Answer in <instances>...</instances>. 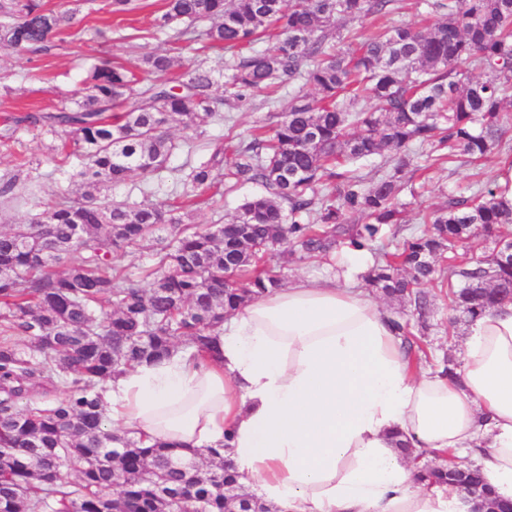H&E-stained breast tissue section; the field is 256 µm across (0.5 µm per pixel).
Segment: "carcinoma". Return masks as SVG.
Returning <instances> with one entry per match:
<instances>
[{
  "label": "carcinoma",
  "mask_w": 512,
  "mask_h": 512,
  "mask_svg": "<svg viewBox=\"0 0 512 512\" xmlns=\"http://www.w3.org/2000/svg\"><path fill=\"white\" fill-rule=\"evenodd\" d=\"M395 0H166L154 20L173 32L174 52L143 56L139 77L123 65L91 68L82 99L53 112L13 118L65 135L85 191L0 232V512H239L249 501L232 464L210 453L206 470L181 466L162 442L147 445L108 426L99 384L124 369L155 363L192 343L217 354L224 318L282 286L268 258L278 249L307 257L336 242L369 249L384 227L401 223L405 183L395 169L366 179L355 165L386 149L404 154L431 147L433 163L466 155L502 154L512 123V0H431L430 27L376 26ZM73 11L47 10L40 0H0V47L37 54L72 23ZM370 21L354 49L333 42L336 21ZM230 53L224 69H184L181 51ZM296 93L270 130L246 140L210 143L172 189L181 205L155 203L156 188L139 202L101 198L132 174L158 176L176 149L163 129H195L232 111L248 92ZM368 111L355 110L364 98ZM224 184H258L232 220L197 229L180 210ZM509 187H478L422 215L424 229L383 252L363 275L384 297L427 315L423 288L448 285L452 310L471 321L512 300V244L487 257L437 261L477 236L497 238L512 224ZM168 227L142 286L112 264ZM403 346L420 347L409 325L393 321ZM25 336L29 344L12 341ZM62 395L19 401L41 389ZM118 452H112L113 448ZM418 479L457 489L479 487L498 512L512 503L490 497L479 467L424 465Z\"/></svg>",
  "instance_id": "1"
}]
</instances>
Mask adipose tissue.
Segmentation results:
<instances>
[{"mask_svg":"<svg viewBox=\"0 0 512 512\" xmlns=\"http://www.w3.org/2000/svg\"><path fill=\"white\" fill-rule=\"evenodd\" d=\"M342 272L252 301L224 322L217 360L187 348L98 393L113 426L146 443L224 449L275 512H465L401 447L473 455L512 501V303L471 322L454 375L416 368L383 311Z\"/></svg>","mask_w":512,"mask_h":512,"instance_id":"1","label":"adipose tissue"}]
</instances>
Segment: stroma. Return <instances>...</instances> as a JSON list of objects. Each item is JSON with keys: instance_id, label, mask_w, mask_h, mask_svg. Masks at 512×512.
<instances>
[{"instance_id": "obj_1", "label": "stroma", "mask_w": 512, "mask_h": 512, "mask_svg": "<svg viewBox=\"0 0 512 512\" xmlns=\"http://www.w3.org/2000/svg\"><path fill=\"white\" fill-rule=\"evenodd\" d=\"M51 10L71 9L75 16L70 29L57 37L49 49L30 56L0 50V132L8 119L26 112H51L64 98L84 95L83 80L87 68L107 60L132 68L142 57L173 47L167 35L156 33L154 18L165 0H135L128 13H114L112 0H43ZM291 100L290 90H283L278 101L269 105L263 93L247 96L232 120L209 119L197 130H171L177 143L169 167L163 173L166 184L179 182L193 165L200 150L211 139L248 137L252 128L273 126L275 118L285 112ZM61 137L57 134L20 126L13 139L0 143V178L23 173L24 181L16 198L0 196V230L11 224L27 223L35 206H49L61 198L75 195L80 179L75 163L64 161L57 151ZM428 152L414 149L411 165L403 172L408 190L402 199L406 229L419 225L422 213L446 204L449 194L464 190L480 180L497 182L502 174L498 158L479 162L461 158L450 168H430L420 177V166H428ZM256 184L244 185L234 192L216 195L206 192L192 208L191 220L204 227L217 220H229L244 197L261 193ZM431 298L429 327L420 341L431 362L456 358L467 327L459 312L448 305L447 288L434 284L428 288Z\"/></svg>"}]
</instances>
